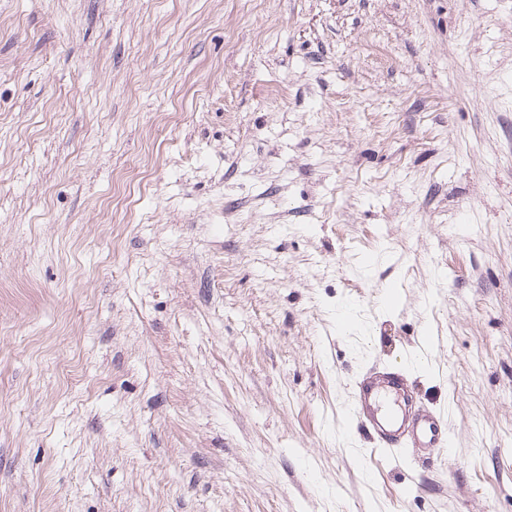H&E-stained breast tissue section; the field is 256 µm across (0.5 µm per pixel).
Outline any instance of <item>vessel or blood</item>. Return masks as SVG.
Returning a JSON list of instances; mask_svg holds the SVG:
<instances>
[{"label":"vessel or blood","instance_id":"b4317fda","mask_svg":"<svg viewBox=\"0 0 512 512\" xmlns=\"http://www.w3.org/2000/svg\"><path fill=\"white\" fill-rule=\"evenodd\" d=\"M353 411L378 449L397 454L410 448H445L444 416L423 409L404 376L382 369L360 376L352 388Z\"/></svg>","mask_w":512,"mask_h":512}]
</instances>
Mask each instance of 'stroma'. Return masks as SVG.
I'll list each match as a JSON object with an SVG mask.
<instances>
[{
  "instance_id": "obj_1",
  "label": "stroma",
  "mask_w": 512,
  "mask_h": 512,
  "mask_svg": "<svg viewBox=\"0 0 512 512\" xmlns=\"http://www.w3.org/2000/svg\"><path fill=\"white\" fill-rule=\"evenodd\" d=\"M0 512H512V0H0ZM352 399L359 424L378 449L397 454L409 448L449 447L445 417L420 407L398 371L363 374L353 385Z\"/></svg>"
}]
</instances>
